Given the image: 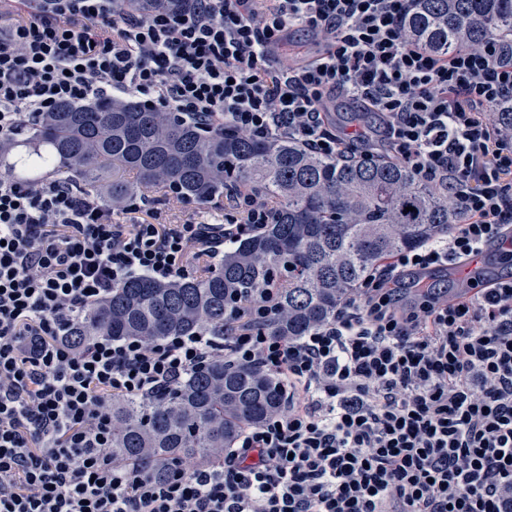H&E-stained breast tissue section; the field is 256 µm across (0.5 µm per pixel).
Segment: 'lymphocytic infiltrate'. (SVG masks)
<instances>
[{"label": "lymphocytic infiltrate", "mask_w": 512, "mask_h": 512, "mask_svg": "<svg viewBox=\"0 0 512 512\" xmlns=\"http://www.w3.org/2000/svg\"><path fill=\"white\" fill-rule=\"evenodd\" d=\"M411 0H0V139L63 102L134 97L208 128L296 139L347 159L324 103L382 118L386 156L442 187L463 215L445 239L375 269L336 316L288 339L271 299L224 333L101 338L75 316L130 277L193 274L267 223L263 198L221 224H116L72 178L0 173V512H512V278L461 301L399 286L512 237V39L437 57L411 47ZM293 27L322 35L297 67L273 54ZM283 382V408L241 431L219 469L167 479L112 462L114 397L166 393L219 356ZM332 112L331 115V122L332 124L338 128H348L351 129L353 125L345 122H340L338 120L335 121V117H339L340 115H346L345 112H353L357 114H363L364 116L365 112H370L366 110V108L359 102L352 100L350 98L346 97H336V99H333L330 104V111Z\"/></svg>", "instance_id": "obj_1"}]
</instances>
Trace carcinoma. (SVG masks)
<instances>
[{"label": "carcinoma", "instance_id": "carcinoma-1", "mask_svg": "<svg viewBox=\"0 0 512 512\" xmlns=\"http://www.w3.org/2000/svg\"><path fill=\"white\" fill-rule=\"evenodd\" d=\"M408 44L432 54L512 36V0H412ZM35 155L97 188L116 207L173 186L190 201L264 197L273 219L192 279L126 280L85 308L67 340L157 341L203 330L224 335L237 308L267 296L265 329L289 339L336 316L337 307L397 253L448 235L462 214L409 167L373 156L336 160L283 137L206 130L133 99L58 105L28 137ZM280 379L216 358L151 401L112 398V463L163 480L184 461L217 467L239 433L282 408Z\"/></svg>", "mask_w": 512, "mask_h": 512}]
</instances>
